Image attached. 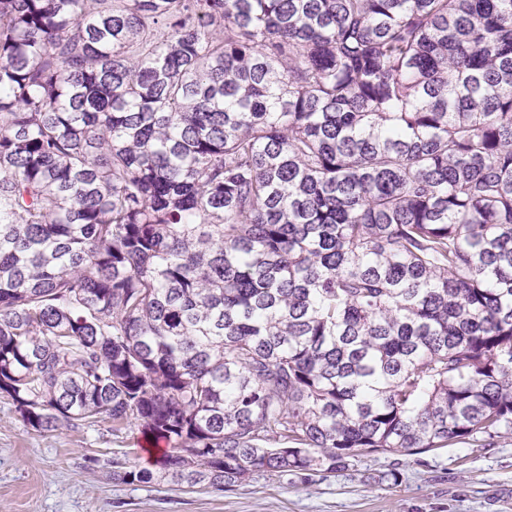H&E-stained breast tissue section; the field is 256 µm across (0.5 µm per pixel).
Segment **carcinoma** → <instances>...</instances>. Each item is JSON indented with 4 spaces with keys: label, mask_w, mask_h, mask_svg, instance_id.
Returning <instances> with one entry per match:
<instances>
[{
    "label": "carcinoma",
    "mask_w": 512,
    "mask_h": 512,
    "mask_svg": "<svg viewBox=\"0 0 512 512\" xmlns=\"http://www.w3.org/2000/svg\"><path fill=\"white\" fill-rule=\"evenodd\" d=\"M0 395L221 491L512 434V0H0Z\"/></svg>",
    "instance_id": "cac0c4a2"
}]
</instances>
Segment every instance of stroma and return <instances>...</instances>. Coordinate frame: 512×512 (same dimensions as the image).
<instances>
[{
	"mask_svg": "<svg viewBox=\"0 0 512 512\" xmlns=\"http://www.w3.org/2000/svg\"><path fill=\"white\" fill-rule=\"evenodd\" d=\"M167 442L107 421L39 433L0 397V512H512V435L404 457L358 451L308 483L261 474L228 491L127 484L106 462L155 468ZM398 467L395 485L376 477Z\"/></svg>",
	"mask_w": 512,
	"mask_h": 512,
	"instance_id": "35a3bbf8",
	"label": "stroma"
}]
</instances>
